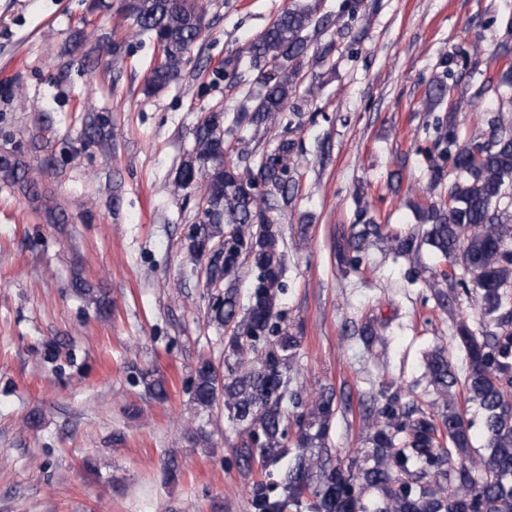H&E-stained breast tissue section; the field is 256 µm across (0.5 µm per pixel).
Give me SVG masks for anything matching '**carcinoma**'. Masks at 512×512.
<instances>
[{
	"label": "carcinoma",
	"mask_w": 512,
	"mask_h": 512,
	"mask_svg": "<svg viewBox=\"0 0 512 512\" xmlns=\"http://www.w3.org/2000/svg\"><path fill=\"white\" fill-rule=\"evenodd\" d=\"M119 11L162 51L147 78V93L166 89L180 78L202 34V0H121ZM316 14L317 3L293 0L243 51L224 57V78L237 81L248 67L263 88L240 120L264 128L286 110L309 32L324 25ZM480 54L477 43L458 46L425 91L423 103L432 112L448 95L453 67L460 64L469 69L470 81L455 108L491 95L498 107L489 109L480 138H465L453 112L437 125L425 156L433 187L445 190L422 208V232H385L361 209L338 245L341 261L357 266L375 239L401 255L426 244L469 278L481 316L476 329L464 322L456 328L465 354L462 375L441 350L428 359V385L443 402L441 412L407 407L394 392L365 413L371 450L362 464L332 463L333 391H319L301 411L290 409L296 402L288 386L301 340L277 322L285 268L275 217L292 205L289 161L295 143L283 140L274 153L241 165L225 158L224 112L209 113L195 127L192 149L173 180L178 191L201 189L209 214L204 236L190 237V248L206 258L212 280L224 282L246 262L253 280L247 306L231 284L223 299L209 303V320L232 324L235 333L224 345V375L200 362L192 393L203 409L224 397V416L244 434L238 459L247 472L278 467L274 485L251 482L252 512H512V213L501 207L512 194V124L498 116L512 103V64L483 77ZM0 170L23 191L38 193L20 162L0 157ZM458 385L464 402L482 409L484 454H473V422L453 391ZM369 489L379 493L377 500H364Z\"/></svg>",
	"instance_id": "1"
}]
</instances>
